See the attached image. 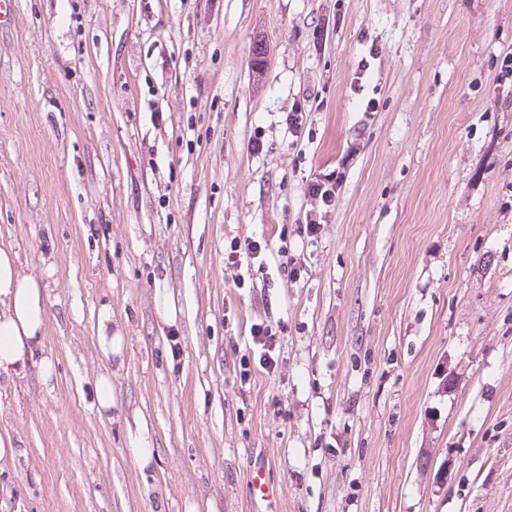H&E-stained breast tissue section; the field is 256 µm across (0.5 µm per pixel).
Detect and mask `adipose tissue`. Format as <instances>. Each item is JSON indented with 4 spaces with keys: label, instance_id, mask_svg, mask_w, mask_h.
<instances>
[{
    "label": "adipose tissue",
    "instance_id": "1",
    "mask_svg": "<svg viewBox=\"0 0 512 512\" xmlns=\"http://www.w3.org/2000/svg\"><path fill=\"white\" fill-rule=\"evenodd\" d=\"M44 292L19 271V255L0 243V374L19 373L42 343Z\"/></svg>",
    "mask_w": 512,
    "mask_h": 512
}]
</instances>
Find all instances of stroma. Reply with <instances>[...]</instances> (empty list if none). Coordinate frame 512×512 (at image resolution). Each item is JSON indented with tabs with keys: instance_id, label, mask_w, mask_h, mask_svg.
<instances>
[{
	"instance_id": "stroma-1",
	"label": "stroma",
	"mask_w": 512,
	"mask_h": 512,
	"mask_svg": "<svg viewBox=\"0 0 512 512\" xmlns=\"http://www.w3.org/2000/svg\"><path fill=\"white\" fill-rule=\"evenodd\" d=\"M16 2L0 242L54 370L0 375V512H251L258 467L279 512H512V0ZM342 186V176L336 169L327 173H319L307 183V194L329 209L336 205ZM253 345L259 352V362L261 365L270 366L271 358L269 352L275 347L277 337L276 331L265 323H255L250 328Z\"/></svg>"
}]
</instances>
